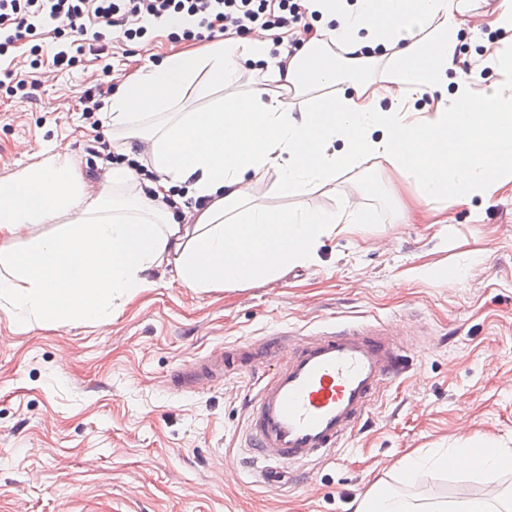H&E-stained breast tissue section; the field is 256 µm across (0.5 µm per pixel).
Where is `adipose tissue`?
I'll use <instances>...</instances> for the list:
<instances>
[{
    "label": "adipose tissue",
    "mask_w": 512,
    "mask_h": 512,
    "mask_svg": "<svg viewBox=\"0 0 512 512\" xmlns=\"http://www.w3.org/2000/svg\"><path fill=\"white\" fill-rule=\"evenodd\" d=\"M467 0H307L320 23L292 57L270 39L220 40L146 61L106 99L118 147L147 148L155 178L101 162L86 180L56 152L0 178V310L20 326L111 318L171 269L188 288H243L319 259L325 240L368 223L353 207L316 211L256 201L336 191L339 172L382 160L414 182L420 204L453 206L512 182V88L475 97L456 68ZM263 84L242 89L246 64ZM384 65L380 81L367 68ZM429 93L415 111L407 97ZM185 196L171 195L174 186ZM195 207H187V200ZM51 225L23 238L24 230ZM512 467V450L470 443L410 456L404 483L427 472Z\"/></svg>",
    "instance_id": "1"
}]
</instances>
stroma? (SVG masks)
I'll use <instances>...</instances> for the list:
<instances>
[{"label": "stroma", "mask_w": 512, "mask_h": 512, "mask_svg": "<svg viewBox=\"0 0 512 512\" xmlns=\"http://www.w3.org/2000/svg\"><path fill=\"white\" fill-rule=\"evenodd\" d=\"M498 0H470L456 61L481 68L474 23ZM154 23L138 42H109L67 69L29 65L27 48L0 61L33 97L0 95V177L36 152L74 156L98 175L88 148L111 139L82 108L86 90L120 85L145 60L186 49ZM254 187L271 206L367 210L370 223L326 240L317 264L262 285L208 291L172 274L128 300L108 321L26 329L0 311V512H354L377 483L407 500L492 497L512 491V469L493 477L450 471L401 484L406 455L488 435L512 449V184L473 197L440 224L407 219L415 185L380 160L339 175L336 192L285 200ZM465 267L462 280L445 270ZM438 271L435 279L416 276ZM385 324L401 369L341 448L280 482L256 478L245 432L250 399L286 360L183 390L172 379L216 350L259 345L282 331L316 336L334 325Z\"/></svg>", "instance_id": "1"}]
</instances>
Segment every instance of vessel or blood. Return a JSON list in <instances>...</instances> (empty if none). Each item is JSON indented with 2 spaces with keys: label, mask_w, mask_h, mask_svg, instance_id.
Listing matches in <instances>:
<instances>
[{
  "label": "vessel or blood",
  "mask_w": 512,
  "mask_h": 512,
  "mask_svg": "<svg viewBox=\"0 0 512 512\" xmlns=\"http://www.w3.org/2000/svg\"><path fill=\"white\" fill-rule=\"evenodd\" d=\"M288 348V359L252 400L248 437L258 461L305 464L338 448L399 370L398 350L383 325L356 324ZM228 355L208 357L176 376L188 386L224 376Z\"/></svg>",
  "instance_id": "vessel-or-blood-1"
}]
</instances>
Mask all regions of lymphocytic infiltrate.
I'll return each instance as SVG.
<instances>
[{"label":"lymphocytic infiltrate","mask_w":512,"mask_h":512,"mask_svg":"<svg viewBox=\"0 0 512 512\" xmlns=\"http://www.w3.org/2000/svg\"><path fill=\"white\" fill-rule=\"evenodd\" d=\"M305 17L300 0H0V58L24 42L32 68L71 66L75 56L63 49L48 52L44 45L45 39H60L66 28L91 33L96 41L113 30L133 43L153 21L176 24V36L189 40L206 31L231 37L252 27H292Z\"/></svg>","instance_id":"1"}]
</instances>
